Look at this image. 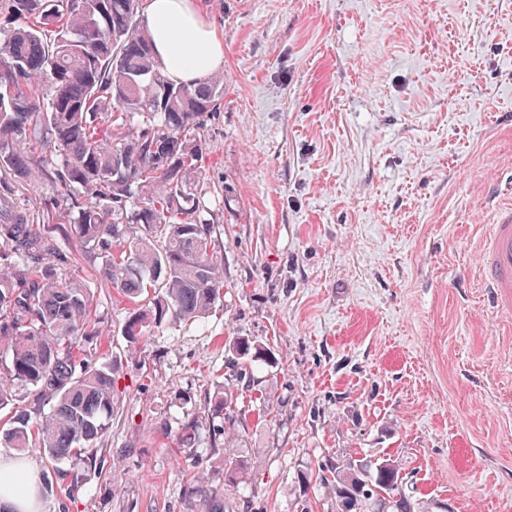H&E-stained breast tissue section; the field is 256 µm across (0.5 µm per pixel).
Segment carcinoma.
I'll list each match as a JSON object with an SVG mask.
<instances>
[{"label":"carcinoma","instance_id":"1","mask_svg":"<svg viewBox=\"0 0 512 512\" xmlns=\"http://www.w3.org/2000/svg\"><path fill=\"white\" fill-rule=\"evenodd\" d=\"M140 0H8L0 44V169L52 189V223L0 208V411H15L0 447L51 461L91 460L120 402L117 366L94 343L100 316L90 289L68 278L58 236L76 240L130 304L121 326L134 347L151 330L206 318L224 297V241L197 192L205 143L195 135L219 109L222 82L174 84L153 53ZM237 359L269 361L250 338ZM23 396H18V391ZM211 416L240 414L239 394L218 386ZM199 442L193 421L180 448ZM224 487L249 460L225 463ZM324 483L336 512H380L404 477L391 459L332 464ZM201 512H230L224 493L192 486Z\"/></svg>","mask_w":512,"mask_h":512}]
</instances>
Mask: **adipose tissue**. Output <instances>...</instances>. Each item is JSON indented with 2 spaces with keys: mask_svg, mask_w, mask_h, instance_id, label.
<instances>
[{
  "mask_svg": "<svg viewBox=\"0 0 512 512\" xmlns=\"http://www.w3.org/2000/svg\"><path fill=\"white\" fill-rule=\"evenodd\" d=\"M144 17L166 77L197 83L224 67V43L197 0H147ZM39 476L27 458L0 454V512H41Z\"/></svg>",
  "mask_w": 512,
  "mask_h": 512,
  "instance_id": "ef3b65f1",
  "label": "adipose tissue"
}]
</instances>
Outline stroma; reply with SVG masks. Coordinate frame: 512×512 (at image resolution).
<instances>
[{"label": "stroma", "mask_w": 512, "mask_h": 512, "mask_svg": "<svg viewBox=\"0 0 512 512\" xmlns=\"http://www.w3.org/2000/svg\"><path fill=\"white\" fill-rule=\"evenodd\" d=\"M198 2L224 42L200 130L224 299L130 353L126 303L75 254L122 403L43 512H197L195 480L239 455L251 476L226 496L248 512H335L339 449L402 464L422 512H512V322L476 268L478 225L512 201V0ZM11 198L47 223L44 180ZM238 336L276 358L252 367L269 411L223 424L209 398Z\"/></svg>", "instance_id": "35a3bbf8"}]
</instances>
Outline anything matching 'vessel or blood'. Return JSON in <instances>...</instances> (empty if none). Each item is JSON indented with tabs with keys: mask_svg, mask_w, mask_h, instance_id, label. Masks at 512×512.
Instances as JSON below:
<instances>
[{
	"mask_svg": "<svg viewBox=\"0 0 512 512\" xmlns=\"http://www.w3.org/2000/svg\"><path fill=\"white\" fill-rule=\"evenodd\" d=\"M479 281L496 310L512 314V207L500 211L496 224L481 237Z\"/></svg>",
	"mask_w": 512,
	"mask_h": 512,
	"instance_id": "obj_1",
	"label": "vessel or blood"
}]
</instances>
